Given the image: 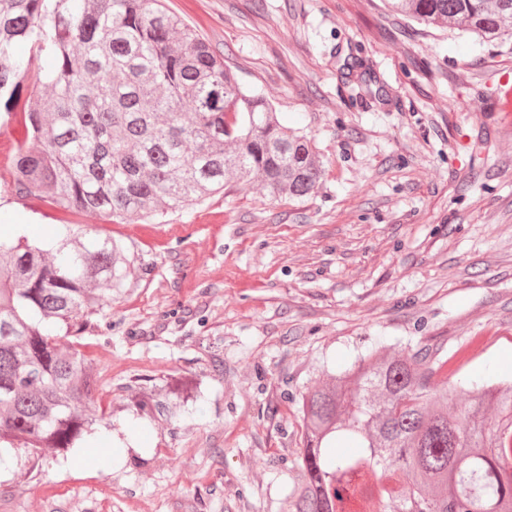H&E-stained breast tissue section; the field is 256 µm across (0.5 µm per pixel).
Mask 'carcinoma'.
<instances>
[{
    "mask_svg": "<svg viewBox=\"0 0 512 512\" xmlns=\"http://www.w3.org/2000/svg\"><path fill=\"white\" fill-rule=\"evenodd\" d=\"M387 2L482 43L512 36V0ZM0 113L15 195L111 224H158L231 182L304 198L324 173L314 139L161 0H0ZM143 269L125 239L81 224L47 245L0 238V458L64 455L111 427L85 356L60 338L94 326ZM458 354L372 350L307 389L282 512H343L352 468L371 485L356 512H512V382L465 378ZM338 440L355 451L331 454Z\"/></svg>",
    "mask_w": 512,
    "mask_h": 512,
    "instance_id": "cac0c4a2",
    "label": "carcinoma"
}]
</instances>
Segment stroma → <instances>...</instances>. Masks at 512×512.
<instances>
[{"label":"stroma","mask_w":512,"mask_h":512,"mask_svg":"<svg viewBox=\"0 0 512 512\" xmlns=\"http://www.w3.org/2000/svg\"><path fill=\"white\" fill-rule=\"evenodd\" d=\"M312 136L317 190L231 183L172 210L162 250L78 341L112 429L0 467V512H281L303 446L298 399L375 348L486 344L468 377H512V130L496 99L512 38L480 45L382 0H164ZM59 211L0 179V231ZM192 380L183 401L166 386ZM154 390L158 414L138 415Z\"/></svg>","instance_id":"obj_1"}]
</instances>
